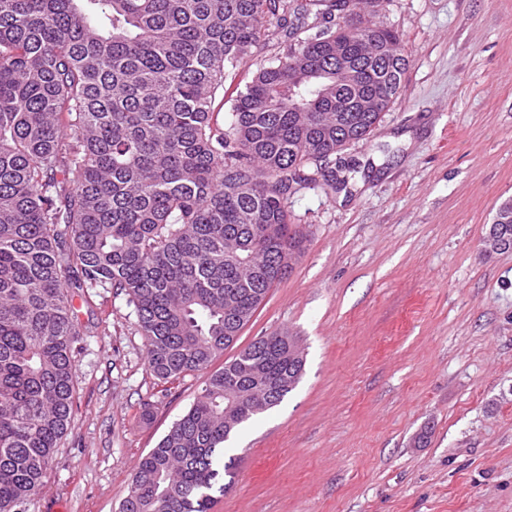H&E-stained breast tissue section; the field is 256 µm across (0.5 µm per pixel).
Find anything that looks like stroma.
<instances>
[{
    "instance_id": "35a3bbf8",
    "label": "stroma",
    "mask_w": 512,
    "mask_h": 512,
    "mask_svg": "<svg viewBox=\"0 0 512 512\" xmlns=\"http://www.w3.org/2000/svg\"><path fill=\"white\" fill-rule=\"evenodd\" d=\"M407 70L345 188L291 195L303 255L235 345L162 379L124 297L73 299L66 435L26 512H117L137 461L208 374L295 336L298 386L233 437L212 512H512V251L485 253L512 200V0H385Z\"/></svg>"
}]
</instances>
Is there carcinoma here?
<instances>
[{
	"mask_svg": "<svg viewBox=\"0 0 512 512\" xmlns=\"http://www.w3.org/2000/svg\"><path fill=\"white\" fill-rule=\"evenodd\" d=\"M358 5L0 0V512L38 492L70 424L74 294L124 296L167 379L236 342L301 256L288 197L348 183L329 164L371 137L408 65ZM281 34L218 126L226 73ZM300 54L333 96L318 112L289 84ZM303 370L294 337L251 342L139 459L119 512H211L235 475L224 443Z\"/></svg>",
	"mask_w": 512,
	"mask_h": 512,
	"instance_id": "carcinoma-1",
	"label": "carcinoma"
}]
</instances>
